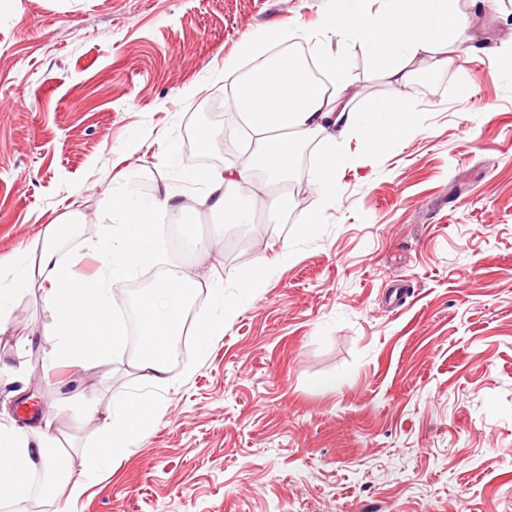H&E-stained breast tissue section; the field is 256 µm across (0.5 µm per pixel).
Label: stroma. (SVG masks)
<instances>
[{
	"instance_id": "stroma-1",
	"label": "stroma",
	"mask_w": 512,
	"mask_h": 512,
	"mask_svg": "<svg viewBox=\"0 0 512 512\" xmlns=\"http://www.w3.org/2000/svg\"><path fill=\"white\" fill-rule=\"evenodd\" d=\"M455 7L474 52L424 65L405 135L375 149L347 139L339 201L317 235L301 233L318 197L314 141L286 222L255 233L191 212L182 249L160 243L114 281L135 306L167 274L190 278L194 325L211 314L213 288L241 312L203 355L187 333L155 391L164 416L105 458L102 478L87 471L98 420L146 390L135 357L89 370L57 358L44 288H15L0 332V427L52 443L68 478L89 487L71 501L37 470L27 501L0 495V512H512V0ZM335 10L336 0H0V277L44 226L70 222L81 229L59 255L95 277L92 246L112 233L109 183L143 202L165 185L197 192L194 163L167 152L196 126L211 131L207 169L237 165L249 139L225 152L224 125L206 110L232 96L216 72L241 38L274 24L316 55ZM339 49L360 107L395 96L359 40ZM200 238L217 241L207 280ZM285 247L292 261L275 264ZM260 265L264 288L243 295L240 274Z\"/></svg>"
}]
</instances>
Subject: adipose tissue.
I'll return each mask as SVG.
<instances>
[{"mask_svg": "<svg viewBox=\"0 0 512 512\" xmlns=\"http://www.w3.org/2000/svg\"><path fill=\"white\" fill-rule=\"evenodd\" d=\"M336 2L335 14L323 25L325 41L356 37L380 77L397 88L396 97L373 111H362L352 90L350 60L343 52L328 49L319 53L322 67L331 76L326 83L308 76L295 58L285 54L270 56L272 46L291 40L288 30L273 25L263 34L243 37L232 59L224 65V78L236 80L242 62L258 58L264 61L257 78L249 86L237 89L234 97V107L257 144L256 166L266 176L261 193L246 200L236 195V187L251 179L250 171L244 167L198 175V182L206 190L196 198H186L166 187L145 207L127 192H112V217L128 243L120 249L109 240L97 243L101 267L98 276L90 280L74 276L61 261L55 228L40 230L38 255L26 250L17 255L12 263L13 282L24 285L40 276L49 283L57 313L51 333L59 340L58 357L86 370L107 362L124 348L127 327L111 314L109 283L127 268L153 260L148 210L177 220L189 211L203 208L223 215L225 223L250 224L255 209L264 207L277 220H285L294 206L288 172L303 144L319 138L326 146L311 171V180L320 196L305 226L307 234H316L322 212L336 204L335 176L349 162L345 151L347 136L357 135L372 148L388 132L401 131L404 116L417 109L409 93L416 76L415 61L430 58L436 65H447L449 49H461L469 41V19L453 9L451 0H387L388 8L383 12L373 10L374 0ZM189 288L182 276H166L140 307L147 341L136 367L142 378L153 385L168 382L169 353L164 344L168 337L180 333ZM163 414V405L144 394L113 403L100 425L106 455L118 457L126 453ZM45 446L41 438L21 437L0 428V486L13 499L26 498L29 474L46 463Z\"/></svg>", "mask_w": 512, "mask_h": 512, "instance_id": "adipose-tissue-1", "label": "adipose tissue"}]
</instances>
